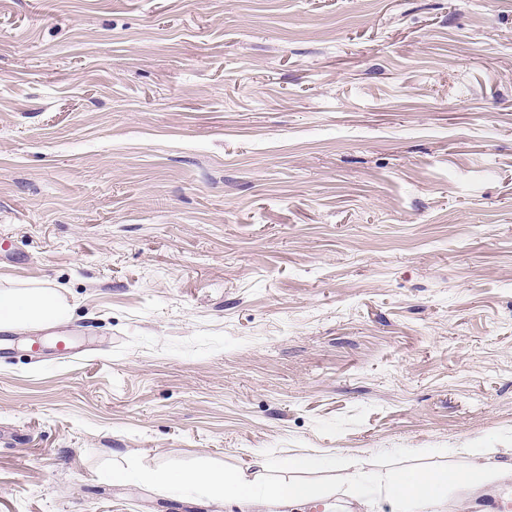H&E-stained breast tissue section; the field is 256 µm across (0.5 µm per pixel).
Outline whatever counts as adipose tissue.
Returning a JSON list of instances; mask_svg holds the SVG:
<instances>
[{
	"mask_svg": "<svg viewBox=\"0 0 512 512\" xmlns=\"http://www.w3.org/2000/svg\"><path fill=\"white\" fill-rule=\"evenodd\" d=\"M69 314L70 307L57 289L0 291V329L52 325L65 320ZM467 454L470 461L461 469L429 473L356 469L343 474L341 480L354 488L353 500L365 512H372V496L376 493L390 503L393 512H447V491H454L456 498L466 503L512 480V468L484 462L482 453L473 448L468 449ZM149 480L163 488L175 483L199 487L211 498L238 502L247 512H261L272 503L299 512L319 497L312 486L304 483L258 485L256 476L241 470L220 474L199 471L176 476L159 469L150 474Z\"/></svg>",
	"mask_w": 512,
	"mask_h": 512,
	"instance_id": "obj_1",
	"label": "adipose tissue"
}]
</instances>
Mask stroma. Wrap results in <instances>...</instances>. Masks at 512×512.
Returning <instances> with one entry per match:
<instances>
[{
  "label": "stroma",
  "mask_w": 512,
  "mask_h": 512,
  "mask_svg": "<svg viewBox=\"0 0 512 512\" xmlns=\"http://www.w3.org/2000/svg\"><path fill=\"white\" fill-rule=\"evenodd\" d=\"M40 287L94 352L12 330L0 512L512 463V0H0V291Z\"/></svg>",
  "instance_id": "1"
}]
</instances>
